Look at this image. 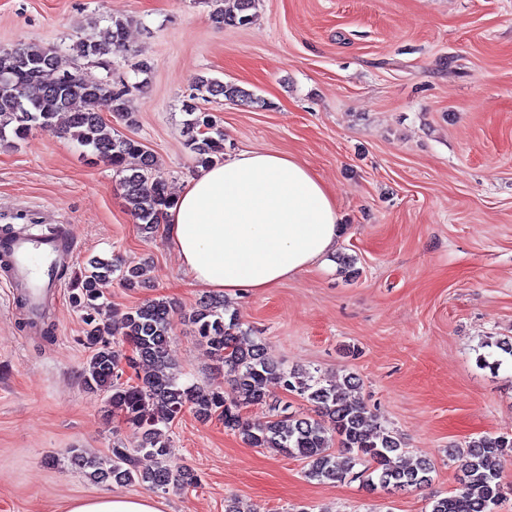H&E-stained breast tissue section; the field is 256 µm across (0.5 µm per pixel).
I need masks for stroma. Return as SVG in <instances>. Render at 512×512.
Returning <instances> with one entry per match:
<instances>
[{
  "label": "stroma",
  "mask_w": 512,
  "mask_h": 512,
  "mask_svg": "<svg viewBox=\"0 0 512 512\" xmlns=\"http://www.w3.org/2000/svg\"><path fill=\"white\" fill-rule=\"evenodd\" d=\"M126 20L111 70L73 44ZM57 48L58 61L132 85L131 117L105 119L154 154L169 194L200 167L183 123L198 77L231 82L254 102L199 101L224 152L264 150L310 166L336 199L335 251L277 286L229 300L269 359L327 382L354 375V396L400 436L431 484L394 495L360 482L321 484L301 460L254 448L217 419L184 409L169 430L172 473L197 486L156 491L164 512H428L457 486L454 449L512 434V0H258L251 23L216 27L206 0H0V50ZM152 65L136 72L139 61ZM67 224L76 268L89 259L144 264L143 288L112 282L126 310L151 299L177 309L204 292L183 282L164 233H144L110 166L76 142L35 129L0 146V229ZM61 283L44 338L0 279V512H66L76 499L142 495L87 479L69 460L110 455L140 430L85 389L83 323ZM169 356L181 381L229 393L190 324L174 320Z\"/></svg>",
  "instance_id": "35a3bbf8"
}]
</instances>
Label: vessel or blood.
Returning <instances> with one entry per match:
<instances>
[{
	"label": "vessel or blood",
	"mask_w": 512,
	"mask_h": 512,
	"mask_svg": "<svg viewBox=\"0 0 512 512\" xmlns=\"http://www.w3.org/2000/svg\"><path fill=\"white\" fill-rule=\"evenodd\" d=\"M75 249L76 242L64 224L57 225L52 235L20 229L0 240V259L9 267V285L27 301L30 313H38L46 303L54 288L53 271L69 262Z\"/></svg>",
	"instance_id": "obj_1"
}]
</instances>
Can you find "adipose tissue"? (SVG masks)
Returning a JSON list of instances; mask_svg holds the SVG:
<instances>
[{"instance_id": "1", "label": "adipose tissue", "mask_w": 512, "mask_h": 512, "mask_svg": "<svg viewBox=\"0 0 512 512\" xmlns=\"http://www.w3.org/2000/svg\"><path fill=\"white\" fill-rule=\"evenodd\" d=\"M343 231L336 200L299 159L252 150L191 178L164 233L188 286L239 296L295 276L334 250ZM68 512H162L150 495H101Z\"/></svg>"}]
</instances>
